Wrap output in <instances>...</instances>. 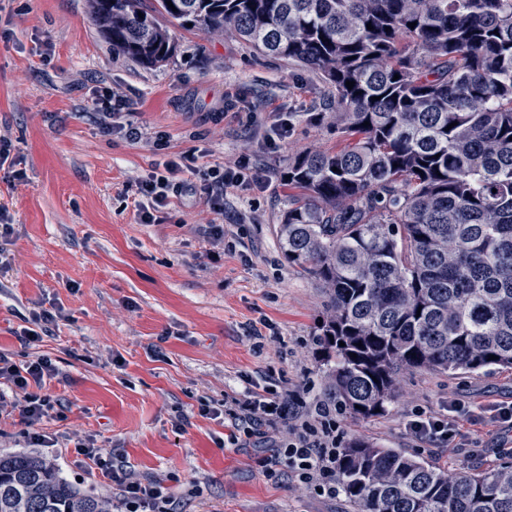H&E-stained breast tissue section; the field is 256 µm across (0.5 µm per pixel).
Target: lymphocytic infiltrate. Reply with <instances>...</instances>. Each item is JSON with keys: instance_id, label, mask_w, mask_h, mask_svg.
Returning <instances> with one entry per match:
<instances>
[{"instance_id": "lymphocytic-infiltrate-1", "label": "lymphocytic infiltrate", "mask_w": 512, "mask_h": 512, "mask_svg": "<svg viewBox=\"0 0 512 512\" xmlns=\"http://www.w3.org/2000/svg\"><path fill=\"white\" fill-rule=\"evenodd\" d=\"M185 168L184 160L163 161L161 171L140 179L139 200L135 207L142 223L153 224L159 212L167 209L173 197L181 193L178 179ZM198 190L216 213L224 211V192L229 188H262L264 179L249 166L224 167L212 165L199 170ZM57 369L52 359L40 356L24 363L0 355V408L17 412L27 428L32 444L41 445L45 437L40 427L55 414V402L44 388L55 377ZM291 403L287 394L266 397L246 392L235 400L232 408L214 409V417H228L232 430L230 440L244 448L261 438L269 442L272 453L266 460V473L276 478L289 474L319 490L321 497L339 496L336 480L339 444L336 435V410L328 404L315 407V421H302L299 428L288 429ZM459 428L458 419L450 414H422L406 424V430L419 443L433 448L453 436ZM113 481L121 486L122 512H176L171 493L157 480H139L128 476L121 464H113Z\"/></svg>"}]
</instances>
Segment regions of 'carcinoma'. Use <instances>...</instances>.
Listing matches in <instances>:
<instances>
[{"label":"carcinoma","instance_id":"carcinoma-1","mask_svg":"<svg viewBox=\"0 0 512 512\" xmlns=\"http://www.w3.org/2000/svg\"><path fill=\"white\" fill-rule=\"evenodd\" d=\"M88 2L112 53L145 67L175 50L165 18L229 30L332 86L341 145L289 159L298 195L277 236L325 289L339 410L385 412L403 370L512 369V0ZM336 477L355 512H512L511 461L448 471L356 438ZM0 512H112V500L5 453Z\"/></svg>","mask_w":512,"mask_h":512}]
</instances>
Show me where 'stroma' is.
I'll list each match as a JSON object with an SVG mask.
<instances>
[{"instance_id":"obj_1","label":"stroma","mask_w":512,"mask_h":512,"mask_svg":"<svg viewBox=\"0 0 512 512\" xmlns=\"http://www.w3.org/2000/svg\"><path fill=\"white\" fill-rule=\"evenodd\" d=\"M167 27L175 52L147 68L113 55L88 0H0V139L12 160L0 168V208L11 217L0 237V354L50 357L58 372L45 391L59 403L39 449L17 414L0 413V453H39L68 481L114 497L111 479L76 448L91 437L131 474L161 480L177 512H354L345 496L268 478L265 442L227 444L223 421L200 412L248 389L294 394L304 414L328 397L317 345L325 292L285 261L276 226L288 208L282 175L291 153L340 144L325 107L330 88L231 33ZM105 87L127 101L119 121L139 127L140 139L102 129L93 99ZM247 112L249 126L239 120ZM282 119L289 137L268 149L264 138ZM184 154L198 169L248 163L267 183L227 190L217 215L187 171L162 223H140L139 178ZM16 169L23 181L13 180ZM205 224L223 225L225 248L207 242ZM55 309L62 316L48 335L24 346L17 330ZM449 400L467 409L510 402L512 369L406 372L387 412L340 413L336 423L343 441L362 438L451 470L512 458L506 424H464L441 448L405 434L406 420ZM469 440L480 450L473 460L458 452Z\"/></svg>"}]
</instances>
